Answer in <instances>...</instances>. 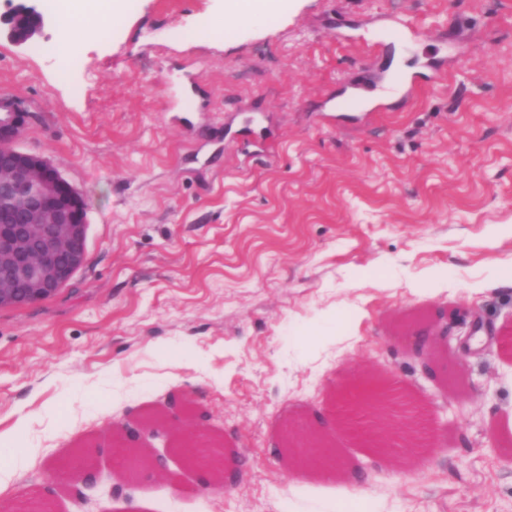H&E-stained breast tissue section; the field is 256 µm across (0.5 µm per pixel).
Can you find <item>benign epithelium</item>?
<instances>
[{"instance_id": "obj_1", "label": "benign epithelium", "mask_w": 512, "mask_h": 512, "mask_svg": "<svg viewBox=\"0 0 512 512\" xmlns=\"http://www.w3.org/2000/svg\"><path fill=\"white\" fill-rule=\"evenodd\" d=\"M1 22L7 26V37L23 45L41 34L45 19L36 8L18 5L1 15ZM26 117L19 101L0 96V309L21 308L55 296L83 266L87 254L88 200L48 159L17 147ZM448 332L447 326L417 331L424 340L414 342L416 354L424 356ZM352 391L368 392L366 403L382 420L380 426L361 433L370 447L392 452L394 438L409 447L418 446L419 430L395 422L396 414L411 403L407 395L363 379ZM143 429L157 433L159 425L147 423L140 430L127 427L112 441L113 454L119 459L135 455L141 461L130 480L137 481L147 472L162 473L161 460L140 447ZM198 441L191 424L180 448L185 463L231 487L223 450L206 453L197 447ZM285 447L304 468H314L327 457L336 460L334 449L313 436L308 441L289 436Z\"/></svg>"}]
</instances>
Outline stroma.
Returning a JSON list of instances; mask_svg holds the SVG:
<instances>
[{"instance_id": "35a3bbf8", "label": "stroma", "mask_w": 512, "mask_h": 512, "mask_svg": "<svg viewBox=\"0 0 512 512\" xmlns=\"http://www.w3.org/2000/svg\"><path fill=\"white\" fill-rule=\"evenodd\" d=\"M13 3L45 15L0 35L18 145L90 210L70 283L0 309V512L46 492L56 512H512V0H288L229 33L226 0H130L104 37L73 26L72 64L63 0ZM402 20L428 39L372 46ZM400 71L433 80L403 100ZM440 311L433 380L411 335ZM364 370L414 399L416 450L356 438L380 420L336 393ZM145 415L197 420L236 485L161 447L163 476L124 483L112 432ZM290 430L347 475L293 479ZM19 13H30L36 18V23L30 26L15 25L11 20ZM7 26V37L15 44L23 45L39 36L45 24L44 15L34 7L18 5L0 16V23ZM26 27V28H25ZM25 28V29H24Z\"/></svg>"}]
</instances>
